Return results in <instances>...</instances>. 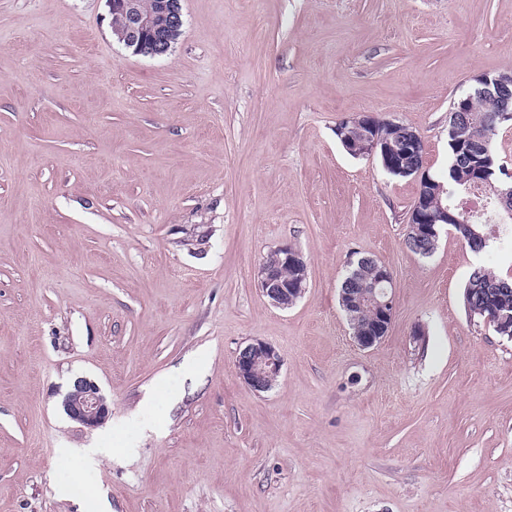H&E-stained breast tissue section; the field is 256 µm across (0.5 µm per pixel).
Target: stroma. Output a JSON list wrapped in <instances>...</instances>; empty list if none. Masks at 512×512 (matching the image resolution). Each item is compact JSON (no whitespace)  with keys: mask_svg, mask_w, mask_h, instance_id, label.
Instances as JSON below:
<instances>
[{"mask_svg":"<svg viewBox=\"0 0 512 512\" xmlns=\"http://www.w3.org/2000/svg\"><path fill=\"white\" fill-rule=\"evenodd\" d=\"M164 57L112 35L106 0H0V512H512V341L470 321L474 267L512 236L405 245L413 177L336 138L372 112L448 166V111L512 72V0H183ZM289 244L305 295L258 267ZM393 276L360 348L338 287ZM282 355L275 385L238 349ZM96 382L94 429L62 399ZM81 485H71L73 475ZM291 266L295 273L288 268ZM288 268V280L282 275V269ZM307 263L302 253L286 244L278 246L262 261L258 270V288L269 301L280 308L293 306L307 288ZM381 264V262L371 257H358L341 281L339 296L341 297V292L345 291V288H355L370 282L375 276V266ZM392 283V273L384 265L377 268L373 282L363 286V288H370L371 295L366 303L374 312L369 308L357 311L350 324L353 333L363 332L365 328L373 324L372 328L365 334L353 336L357 345L363 349L377 345L386 337L394 313L393 299L388 296V288L392 287ZM374 316L375 321L373 323ZM283 358L271 344L254 340L240 347L235 358L239 377L256 392L272 388L280 376ZM62 406L73 422L89 429L102 425L111 413L100 387L86 377L74 380L71 389L63 398Z\"/></svg>","mask_w":512,"mask_h":512,"instance_id":"obj_1","label":"stroma"}]
</instances>
